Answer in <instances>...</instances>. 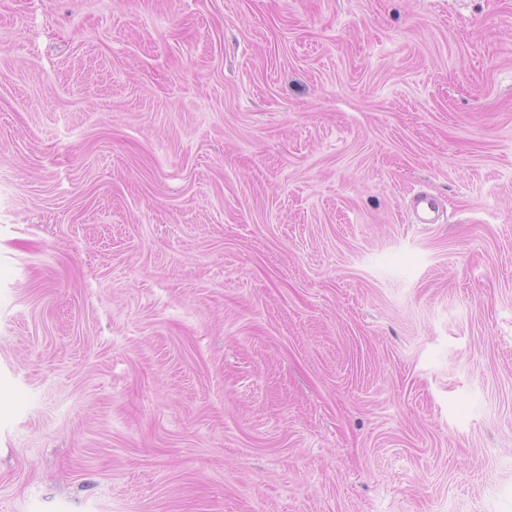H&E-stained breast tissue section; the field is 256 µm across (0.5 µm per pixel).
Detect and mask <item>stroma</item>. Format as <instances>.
<instances>
[{
    "label": "stroma",
    "instance_id": "stroma-1",
    "mask_svg": "<svg viewBox=\"0 0 512 512\" xmlns=\"http://www.w3.org/2000/svg\"><path fill=\"white\" fill-rule=\"evenodd\" d=\"M0 512H512V0H0ZM412 207L418 223L434 224L437 222L441 204L435 198L420 193L413 198Z\"/></svg>",
    "mask_w": 512,
    "mask_h": 512
}]
</instances>
